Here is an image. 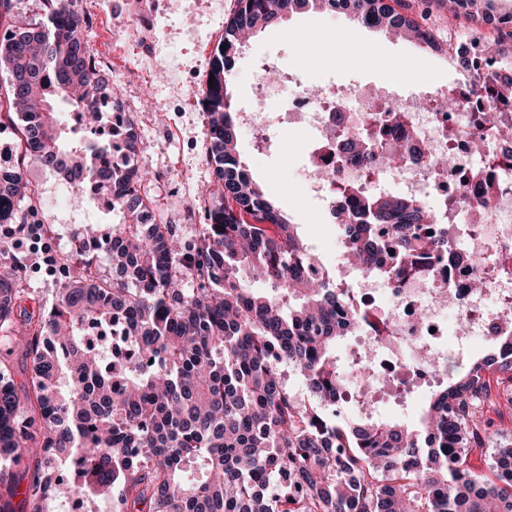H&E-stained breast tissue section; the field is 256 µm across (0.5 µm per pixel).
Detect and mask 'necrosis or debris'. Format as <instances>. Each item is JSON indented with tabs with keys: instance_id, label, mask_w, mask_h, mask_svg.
<instances>
[{
	"instance_id": "4bbe7bcc",
	"label": "necrosis or debris",
	"mask_w": 512,
	"mask_h": 512,
	"mask_svg": "<svg viewBox=\"0 0 512 512\" xmlns=\"http://www.w3.org/2000/svg\"><path fill=\"white\" fill-rule=\"evenodd\" d=\"M426 34L438 53L466 54L475 73L496 74L497 62L487 55L482 33L463 37L430 27ZM273 94V84L258 80L256 106L245 120L262 143L272 146L280 145L284 130H307L305 179L325 207L336 203V183L360 175L338 145L371 129L380 147H397L404 156L400 168L378 167L373 188L399 182L405 193L438 204L448 254L393 280L364 272L356 276L354 291L374 322L373 329L358 333L360 343L372 348L370 395L404 403L407 394L426 390L441 378L439 369L419 362L422 348L450 349L460 356L512 322V308L502 305L503 298L512 299V140L496 139L480 120L492 106L504 125H512V103L458 87L454 94L459 104L446 112L423 105L415 95L391 97L365 86L340 92L298 86L286 109L270 112L266 104ZM339 112L347 115L346 125L336 124ZM480 140L494 145L496 153L490 165L495 191L487 199L479 198L472 172L474 163L485 158L476 149ZM452 316L465 319L466 329L449 327Z\"/></svg>"
}]
</instances>
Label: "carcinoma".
Returning <instances> with one entry per match:
<instances>
[{"label":"carcinoma","mask_w":512,"mask_h":512,"mask_svg":"<svg viewBox=\"0 0 512 512\" xmlns=\"http://www.w3.org/2000/svg\"><path fill=\"white\" fill-rule=\"evenodd\" d=\"M429 0H238L213 53L204 88L209 119L207 161L216 190L205 224L187 246L177 224L152 218L133 164L134 124L85 139L60 119L79 112L92 128L120 110L108 73L89 62V34L73 0H46L37 21H10L15 0H0V124L19 126L15 159L32 156L64 175L74 202L90 183L107 195L112 232L97 249L112 259L103 273L86 253L57 264L61 288L48 312L18 313L24 267L0 235V512L20 483L26 512H64L83 495L109 512H512V444L493 449L487 470L471 456L493 426L489 412L512 407V335L490 351L448 364L446 384L431 394L416 423L372 419L339 407L347 375L366 363L337 355L351 322L369 324L349 303L350 290L329 274L240 160L238 112L231 85L241 36L292 13L347 16L367 28L421 36ZM452 15L493 22L495 0H450ZM498 93L512 98V27L497 28ZM35 81L18 86L14 78ZM347 158L374 167L366 142ZM340 194L352 201L337 215L341 243L365 269L377 265L379 234L392 225L395 263L388 278L432 251L419 239L431 211L403 194ZM39 204L14 166L0 173V224L26 229ZM320 270L319 276L309 268ZM262 280L261 291L248 286ZM120 321L124 358L107 359L86 340L85 326ZM31 361L18 395L13 355ZM302 378L307 396L286 385Z\"/></svg>","instance_id":"carcinoma-1"}]
</instances>
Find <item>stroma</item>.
Masks as SVG:
<instances>
[{
	"mask_svg": "<svg viewBox=\"0 0 512 512\" xmlns=\"http://www.w3.org/2000/svg\"><path fill=\"white\" fill-rule=\"evenodd\" d=\"M156 42L145 44L125 17V0H74L76 11L93 5L102 12L92 30L91 50L112 55V84L125 111L131 112L140 136L141 155L150 175L141 193L162 221L179 225L183 241L192 242L197 224L203 223L199 204L188 195L205 191L214 181L204 153L209 140L205 113L193 100H185L176 112L165 113L160 102L169 98L172 84L191 77L206 79L211 53L224 32L225 21L237 8V0H157ZM379 55L384 66L372 69L361 58ZM153 58L150 80L136 71L144 58ZM269 64L303 84L353 86L392 85L406 81L412 87L424 80L454 82L456 74L434 53L410 42H400L381 30L352 23L342 15L318 12L293 14L254 36L239 51L232 82L235 106L249 111L260 64ZM302 135L291 131L280 150L259 147L248 126H240L238 151L256 181L297 225L329 272H336L340 243L336 227L324 217L313 192L303 179ZM17 258L26 262L29 297L22 310L38 312L57 286L40 270L42 259L29 253L24 235L14 241Z\"/></svg>",
	"mask_w": 512,
	"mask_h": 512,
	"instance_id": "obj_1",
	"label": "stroma"
}]
</instances>
